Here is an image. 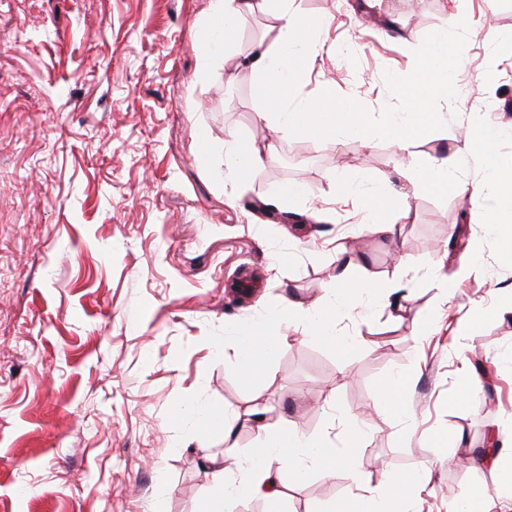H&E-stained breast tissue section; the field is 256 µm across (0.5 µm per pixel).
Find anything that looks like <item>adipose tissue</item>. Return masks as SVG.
Listing matches in <instances>:
<instances>
[{
    "instance_id": "1",
    "label": "adipose tissue",
    "mask_w": 512,
    "mask_h": 512,
    "mask_svg": "<svg viewBox=\"0 0 512 512\" xmlns=\"http://www.w3.org/2000/svg\"><path fill=\"white\" fill-rule=\"evenodd\" d=\"M257 8L267 10L275 20L271 41L259 44L247 61L269 91L260 119L281 133L309 132L331 141L352 134L369 140L371 128L358 103L337 99L332 85H325L317 96L293 98L311 49L318 45L325 26L323 19L314 20L300 12L294 0H209L204 12L210 35L205 65H212L215 56L229 43L242 14ZM457 26V17H450L448 30L438 32L420 52L419 78L404 109L387 117L383 132L402 150L413 148L427 130L438 124L429 102L448 85L437 67L447 58L448 31ZM498 137L497 128L483 127L486 179L459 187L461 195L470 203L471 212L478 216L483 213L482 203L490 183L512 175V170L501 166L494 155ZM342 189L344 194L359 199L363 221L375 232H391L409 214L406 195L394 194L390 184L370 185L354 173L343 177ZM336 261V274L324 289L323 308H304L291 303L236 330V358L244 376L266 372L270 359L285 345V336L268 332L274 322L283 326L304 324L308 335L328 343L338 354L350 352L352 344L337 330V318L355 298L364 295L379 298L383 286L367 275L360 262L345 250L337 251ZM256 423L262 433L259 448L245 457L228 448L223 459H210L212 494L204 505L205 512H230L233 503L250 497L279 503L285 497L280 479L284 472L299 479L310 469L324 475L340 467L351 472L356 469L355 445L363 439V428L353 417H345L343 423L355 445L344 450L336 448L329 436L302 433L271 408L264 409ZM422 481V474L416 470L392 474L385 484L375 487L359 477L355 480L357 491L353 497L330 502L324 512H411L412 500L419 493Z\"/></svg>"
}]
</instances>
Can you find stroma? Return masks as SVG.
<instances>
[{
	"label": "stroma",
	"mask_w": 512,
	"mask_h": 512,
	"mask_svg": "<svg viewBox=\"0 0 512 512\" xmlns=\"http://www.w3.org/2000/svg\"><path fill=\"white\" fill-rule=\"evenodd\" d=\"M295 5L326 22L302 92L332 83L374 127L402 105L418 51L449 15L464 19V57L430 103L442 124L414 148L422 163L467 144L453 186H412L383 135L331 144L258 122L263 91L243 61L268 37L267 12L241 17L206 70L207 0H0V512H201L203 462L228 438L177 422L188 404L271 406L340 449L341 419L356 415L366 481L422 468L415 512H448L476 489L498 512L482 450L512 446V259L501 235L469 223L455 185L483 174L481 125L505 126L497 154L512 163V0ZM232 135L273 144L271 158L222 177ZM350 171L408 195L395 234L363 226L339 190ZM293 181L304 201L274 199ZM461 234L479 241L458 256L476 269L445 297L435 279L453 272L444 253ZM340 247L388 288L339 319L354 349L337 355L296 323L267 373L243 377L232 328L288 300L321 306ZM452 316L476 320L474 334L449 335ZM400 374L413 383L390 424L381 391ZM354 487L342 468L308 473L288 482L283 512H323Z\"/></svg>",
	"instance_id": "stroma-1"
}]
</instances>
